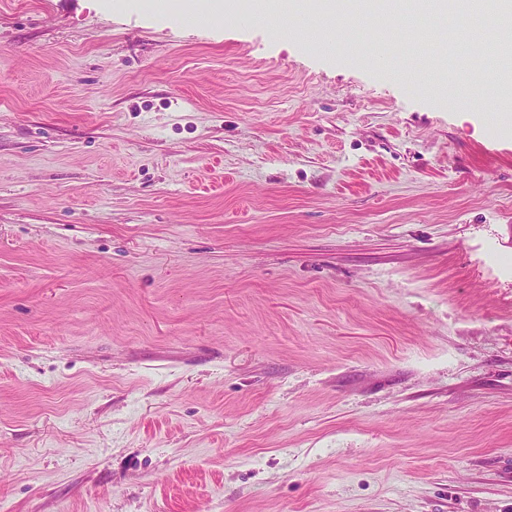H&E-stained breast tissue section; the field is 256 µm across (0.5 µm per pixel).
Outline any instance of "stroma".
Here are the masks:
<instances>
[{
    "label": "stroma",
    "mask_w": 512,
    "mask_h": 512,
    "mask_svg": "<svg viewBox=\"0 0 512 512\" xmlns=\"http://www.w3.org/2000/svg\"><path fill=\"white\" fill-rule=\"evenodd\" d=\"M167 2L0 0V512H512L483 58Z\"/></svg>",
    "instance_id": "obj_1"
}]
</instances>
